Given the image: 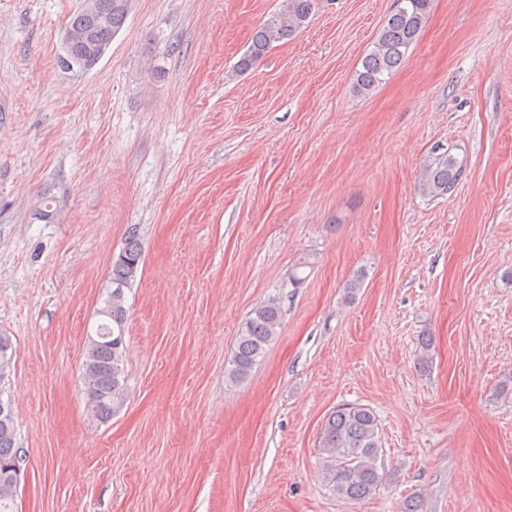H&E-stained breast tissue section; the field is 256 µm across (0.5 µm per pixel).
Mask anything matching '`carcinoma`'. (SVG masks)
Listing matches in <instances>:
<instances>
[{"label":"carcinoma","mask_w":512,"mask_h":512,"mask_svg":"<svg viewBox=\"0 0 512 512\" xmlns=\"http://www.w3.org/2000/svg\"><path fill=\"white\" fill-rule=\"evenodd\" d=\"M75 11L67 30L73 41H65L64 69L87 70L96 63L122 28L129 0H96ZM320 0H283L282 8L256 31L239 61L247 70L273 46L295 35L318 8ZM430 0H402L381 29L373 49L356 73L354 91L368 94L379 87L406 58L429 15ZM467 162L449 151L434 147L423 166L420 190L432 198L452 195L466 173ZM137 228L128 230L125 247L112 262V289L99 309L103 322L88 338L82 362L85 405L89 415L106 423L125 402V307L124 289L135 280L141 264ZM282 313L272 296L256 306L239 324L235 348L225 371L232 383L246 380L276 339ZM325 455V479L340 498L361 501L374 495L384 482L383 446L379 419L366 405L347 403L336 407L326 420L318 441ZM25 451L17 444L16 416L10 403L0 399V512H13Z\"/></svg>","instance_id":"obj_1"}]
</instances>
